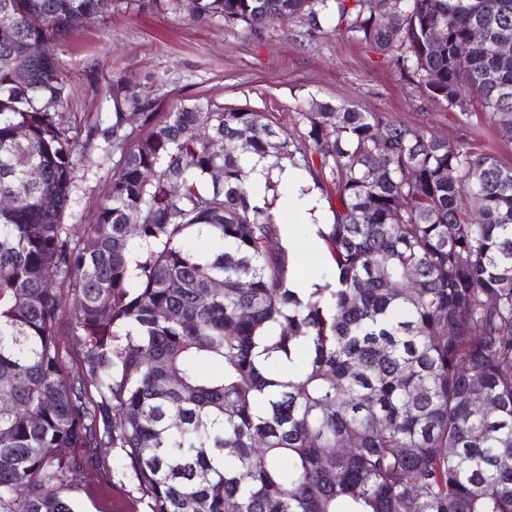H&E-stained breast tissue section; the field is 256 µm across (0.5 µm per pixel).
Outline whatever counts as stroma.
<instances>
[{"label":"stroma","mask_w":512,"mask_h":512,"mask_svg":"<svg viewBox=\"0 0 512 512\" xmlns=\"http://www.w3.org/2000/svg\"><path fill=\"white\" fill-rule=\"evenodd\" d=\"M67 77L66 115L72 132L85 137L90 125L108 124L116 79L171 105L192 89L228 104L271 102L294 109L315 96L378 112L400 124L451 142L466 139L476 149L491 150L512 163V141L500 138L479 107L461 114L401 80L391 59L375 53L350 34L327 28L307 38L293 22L287 31L257 33L214 22L192 24L185 14L124 13L71 33L57 50ZM111 163L78 168L79 199L67 218L71 224L93 221L91 193L103 189ZM302 207L294 186L281 184L273 203L280 224L288 228L296 276L320 283L330 276L325 252L313 225L297 221ZM83 512H146L147 504L132 485L91 477L74 492Z\"/></svg>","instance_id":"1"}]
</instances>
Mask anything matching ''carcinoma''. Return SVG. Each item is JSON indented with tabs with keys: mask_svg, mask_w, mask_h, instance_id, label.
I'll list each match as a JSON object with an SVG mask.
<instances>
[{
	"mask_svg": "<svg viewBox=\"0 0 512 512\" xmlns=\"http://www.w3.org/2000/svg\"><path fill=\"white\" fill-rule=\"evenodd\" d=\"M191 2L0 0V512H79L71 492L115 468L148 512H512V164L313 96L160 112L119 92L81 142L45 50L117 11L251 31L303 14L511 141L512 0ZM93 150L112 176L94 223L68 224ZM283 160L331 212L335 284L306 294L271 247Z\"/></svg>",
	"mask_w": 512,
	"mask_h": 512,
	"instance_id": "cac0c4a2",
	"label": "carcinoma"
}]
</instances>
